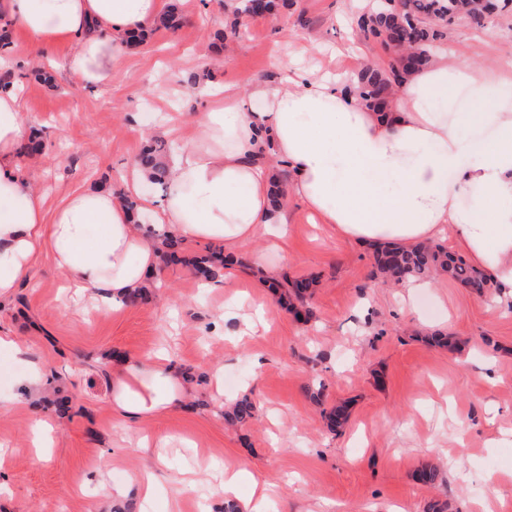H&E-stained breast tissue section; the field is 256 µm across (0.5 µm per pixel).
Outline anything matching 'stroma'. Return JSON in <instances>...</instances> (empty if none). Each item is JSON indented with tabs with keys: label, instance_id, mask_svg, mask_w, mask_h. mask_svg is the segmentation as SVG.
Instances as JSON below:
<instances>
[{
	"label": "stroma",
	"instance_id": "35a3bbf8",
	"mask_svg": "<svg viewBox=\"0 0 512 512\" xmlns=\"http://www.w3.org/2000/svg\"><path fill=\"white\" fill-rule=\"evenodd\" d=\"M369 0H293L277 19H246L243 39L223 33L230 0H172L174 30L150 27L132 45L110 87H86L65 66V43L35 52L12 32L16 88L31 128L48 149L22 157L53 212L72 190H124V176L151 140L173 144L171 128L193 119L227 85L248 98L276 83L278 58L297 53L317 75L356 79L381 44L360 37L355 19ZM445 49L492 67L512 56V11L486 28L448 26ZM53 76L44 82L35 68ZM235 265L207 288L182 264H161L146 299L117 310L74 307L49 254L29 286L0 300V336L25 355L0 350V512H224V470L246 469L270 486L264 512H512V298L481 297L446 275L401 302L402 288L375 275L370 247L312 224L288 204V240L224 247ZM314 278L309 321L276 301L268 281ZM453 336L458 350L429 344ZM167 347L185 374L186 401L173 413L132 421L112 407L114 354ZM53 379L36 395L21 383L31 366ZM222 390H215L214 374ZM322 389L321 402L310 396ZM71 398L55 413L56 395ZM256 402L242 426L224 421L226 402ZM349 402L342 433L326 430L323 409ZM50 445L31 439L40 422ZM169 436L142 451L140 436ZM440 466L436 484L418 479ZM198 473L186 484L188 473ZM161 487L141 500V481Z\"/></svg>",
	"mask_w": 512,
	"mask_h": 512
}]
</instances>
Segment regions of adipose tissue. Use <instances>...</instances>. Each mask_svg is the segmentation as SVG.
<instances>
[{"label":"adipose tissue","mask_w":512,"mask_h":512,"mask_svg":"<svg viewBox=\"0 0 512 512\" xmlns=\"http://www.w3.org/2000/svg\"><path fill=\"white\" fill-rule=\"evenodd\" d=\"M169 0H0V25L34 49L72 41L66 66L88 86L110 85L132 33L154 25ZM252 105L224 92L200 113L160 197L138 224L102 189L69 194L53 214L22 171L28 138L16 90L0 92V299L32 279L50 251L74 297L102 307L145 287L159 264L156 230L239 245L283 238L287 208L269 202L271 169L290 171L287 199L317 224L367 245H413L450 235L457 249L512 290V62L466 67L442 56L396 85L386 116L358 93L300 67L255 84ZM185 389L163 352L123 358L112 405L141 418L182 405Z\"/></svg>","instance_id":"ef3b65f1"}]
</instances>
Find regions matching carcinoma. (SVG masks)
Here are the masks:
<instances>
[{
    "label": "carcinoma",
    "mask_w": 512,
    "mask_h": 512,
    "mask_svg": "<svg viewBox=\"0 0 512 512\" xmlns=\"http://www.w3.org/2000/svg\"><path fill=\"white\" fill-rule=\"evenodd\" d=\"M512 0H373L370 10L361 14L357 21L359 32L367 39L373 38L389 52L386 64L369 66L357 79L367 106L381 112L393 91V85L415 68L426 66L439 49L438 40L444 36L445 27L465 20L478 28L486 27L493 14L508 8ZM275 0H238L233 7L228 27L239 32L240 20L247 17L274 14ZM161 145L149 147L139 158V163L151 165L154 174L151 183L164 186L169 172L157 159V153L170 151ZM163 259L185 262L181 240L165 236L161 238ZM376 274L381 278L400 283L408 279H424L444 273L448 279L480 296H492L495 284L491 277L467 263L462 257L439 245L422 243L413 246L387 244L374 250ZM196 274L204 281L212 282L224 277V268L231 259L213 252L208 256L188 261ZM317 282L313 279L296 281L285 289L291 312L303 319L310 315L309 300ZM256 406L248 396L230 404L224 412V420L230 425L244 424L255 417ZM328 430L335 432L349 420L348 407L341 404L323 412Z\"/></svg>",
    "instance_id": "carcinoma-1"
}]
</instances>
